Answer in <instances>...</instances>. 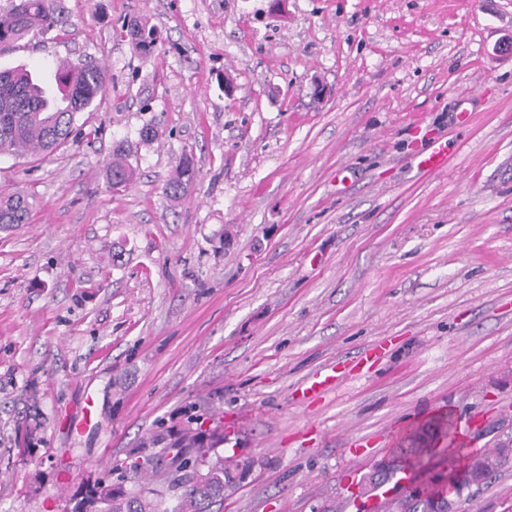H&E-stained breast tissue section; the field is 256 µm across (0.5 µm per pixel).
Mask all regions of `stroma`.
<instances>
[{
  "label": "stroma",
  "mask_w": 512,
  "mask_h": 512,
  "mask_svg": "<svg viewBox=\"0 0 512 512\" xmlns=\"http://www.w3.org/2000/svg\"><path fill=\"white\" fill-rule=\"evenodd\" d=\"M63 3L66 29L0 50L109 75L82 138L0 156V191L35 197L0 230V512H71L192 404L248 467L221 512H374L366 478L442 411L471 452L512 435V0ZM435 140L448 170L421 175ZM372 343L368 372L302 399ZM457 510L512 512V470ZM127 31L132 44L141 53L147 55L154 51L157 44L161 42L159 32L153 26H149L146 21L134 18L122 25ZM135 169L129 162L127 155L121 146H117L112 152V160L105 168V177L113 185L129 184L134 177ZM196 180V170L193 158L183 154L174 170V173L165 183L163 192L173 203L184 199L191 191ZM341 363L331 364L316 372L307 382V391L321 392L333 388L338 378V367Z\"/></svg>",
  "instance_id": "1"
}]
</instances>
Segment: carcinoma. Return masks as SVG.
Wrapping results in <instances>:
<instances>
[{
    "label": "carcinoma",
    "mask_w": 512,
    "mask_h": 512,
    "mask_svg": "<svg viewBox=\"0 0 512 512\" xmlns=\"http://www.w3.org/2000/svg\"><path fill=\"white\" fill-rule=\"evenodd\" d=\"M67 18L61 0H20L0 14V47L9 46L35 30L63 28ZM132 44L147 55L161 42L155 27L137 18L122 25ZM107 71L93 61L56 68L43 80L22 67L0 70V155L47 157L82 134L79 114L103 98ZM135 169L122 147L112 152L105 177L125 186ZM196 180L193 158L180 157L163 192L173 203L184 199ZM33 197L23 190L0 195V228L26 224ZM457 426L448 413L417 428L411 446L402 448L372 476L379 486L397 473L424 470L435 458L448 469L457 493L484 483L508 467H482L481 459H467L456 444ZM227 441L221 427L173 432L165 427L153 435L154 454L137 450L112 470L116 478L101 479L79 490L72 512H214L224 504V492L241 479L234 460L216 452ZM410 512H449L448 502L437 500L442 489L433 484L411 489Z\"/></svg>",
    "instance_id": "obj_1"
}]
</instances>
